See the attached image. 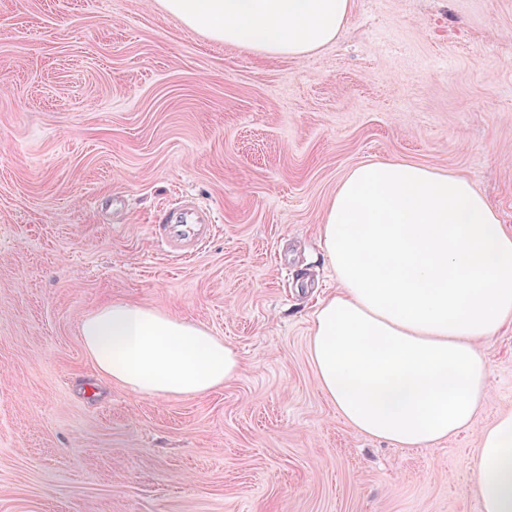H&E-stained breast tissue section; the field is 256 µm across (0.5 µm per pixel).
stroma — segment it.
I'll return each instance as SVG.
<instances>
[{"mask_svg":"<svg viewBox=\"0 0 512 512\" xmlns=\"http://www.w3.org/2000/svg\"><path fill=\"white\" fill-rule=\"evenodd\" d=\"M393 159L468 180L512 229V0H353L299 59L157 0H0V512H481L512 326L482 346L473 426L428 448L356 432L315 382L324 214ZM186 200L216 215L187 259L152 241ZM117 301L202 324L243 373L196 397L99 376L80 326Z\"/></svg>","mask_w":512,"mask_h":512,"instance_id":"obj_1","label":"stroma"}]
</instances>
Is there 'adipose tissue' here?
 <instances>
[{
  "instance_id": "ef3b65f1",
  "label": "adipose tissue",
  "mask_w": 512,
  "mask_h": 512,
  "mask_svg": "<svg viewBox=\"0 0 512 512\" xmlns=\"http://www.w3.org/2000/svg\"><path fill=\"white\" fill-rule=\"evenodd\" d=\"M209 38L297 59L334 41L352 0H159ZM336 294L313 317L320 390L353 429L427 448L469 427L485 401L482 344L512 324V229L465 179L400 160L352 169L327 208ZM98 374L139 395L202 396L243 363L195 321L135 302L87 316ZM481 512H512V412L480 434Z\"/></svg>"
}]
</instances>
